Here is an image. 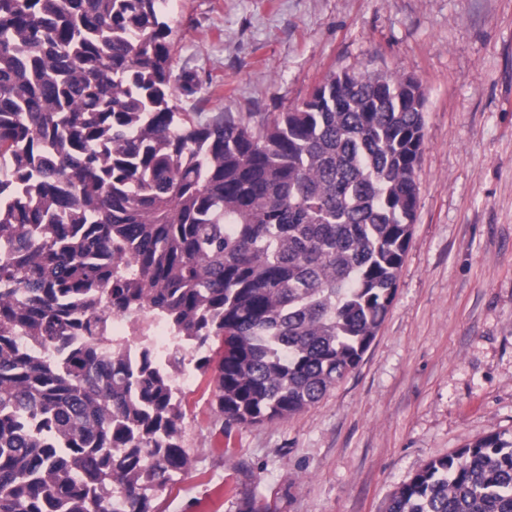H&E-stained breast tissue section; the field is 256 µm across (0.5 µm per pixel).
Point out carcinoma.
Returning <instances> with one entry per match:
<instances>
[{"instance_id":"carcinoma-1","label":"carcinoma","mask_w":512,"mask_h":512,"mask_svg":"<svg viewBox=\"0 0 512 512\" xmlns=\"http://www.w3.org/2000/svg\"><path fill=\"white\" fill-rule=\"evenodd\" d=\"M162 0H0V512H149L185 473L184 414L110 319L224 337L213 405L273 422L354 370L412 235L425 93L330 74L287 112L171 104ZM388 512H512V438L429 463ZM137 336H144L137 333L131 321L123 315H112V340L120 342L124 346V354L134 361L140 354L141 341Z\"/></svg>"}]
</instances>
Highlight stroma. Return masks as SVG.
<instances>
[{"label":"stroma","instance_id":"1","mask_svg":"<svg viewBox=\"0 0 512 512\" xmlns=\"http://www.w3.org/2000/svg\"><path fill=\"white\" fill-rule=\"evenodd\" d=\"M181 111L285 112L332 73L424 89L412 237L358 367L271 423L181 396L191 467L151 512H386L427 464L512 436V0H171Z\"/></svg>","mask_w":512,"mask_h":512}]
</instances>
